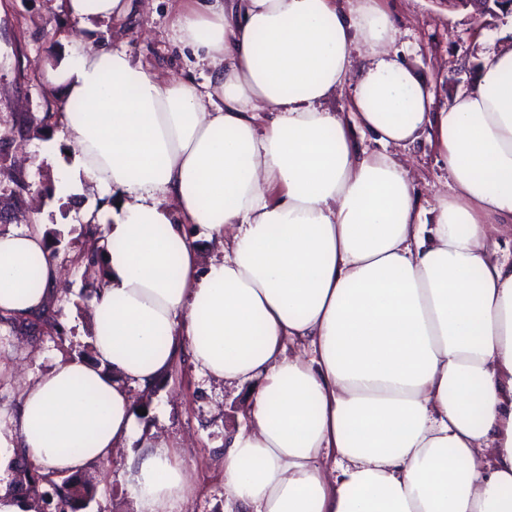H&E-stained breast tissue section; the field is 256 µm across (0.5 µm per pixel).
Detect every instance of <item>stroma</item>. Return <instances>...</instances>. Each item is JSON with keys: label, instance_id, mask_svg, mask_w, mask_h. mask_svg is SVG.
I'll return each instance as SVG.
<instances>
[{"label": "stroma", "instance_id": "1", "mask_svg": "<svg viewBox=\"0 0 512 512\" xmlns=\"http://www.w3.org/2000/svg\"><path fill=\"white\" fill-rule=\"evenodd\" d=\"M383 6L399 30L401 55L431 79L441 107L474 85L487 53L512 48L511 12L499 9L479 17L469 9L449 8L444 0H383ZM180 7V0H139L124 23H97L95 35L124 47L164 76L201 83L204 74L176 38ZM79 33L55 0H0V152L21 162L26 182L43 195L41 208L29 209L14 226L41 222L60 230L55 259L64 273L54 314L63 321V330L38 321L29 330L17 331L0 322V409L10 414L18 412L26 384L60 355L93 356L90 301L100 281L83 276L75 262L91 237L78 217L79 204L54 196L57 162L42 150L51 139L58 154L70 149L56 138L60 102L55 89L46 86L44 71L58 60L66 40ZM26 114L40 119V130L21 128ZM396 155L410 172L418 206L433 207L446 192L448 179L434 146L422 138L397 149ZM134 399L145 436L177 444L194 468L195 491L183 512H224V442L244 422L248 387L211 380L183 359L155 387L135 391ZM130 454V449H118L107 464L89 469L96 494L84 512H133L124 479Z\"/></svg>", "mask_w": 512, "mask_h": 512}]
</instances>
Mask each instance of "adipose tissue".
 Returning a JSON list of instances; mask_svg holds the SVG:
<instances>
[{
    "label": "adipose tissue",
    "instance_id": "obj_1",
    "mask_svg": "<svg viewBox=\"0 0 512 512\" xmlns=\"http://www.w3.org/2000/svg\"><path fill=\"white\" fill-rule=\"evenodd\" d=\"M57 3L85 33L45 72L73 147L56 188L99 189L79 216L105 277L93 360L58 358L0 412V472L79 475L136 441L135 512H181L192 467L144 437L131 389L186 356L250 390L224 512H512V261L490 247L512 232V50L440 108L380 0H196L177 33L198 85L91 35L133 0ZM423 136L451 181L429 211L392 154ZM61 278L43 224L0 226V315L30 321ZM13 487L23 489L39 479H47L51 474L42 473L39 468L28 464L22 456H17L12 463Z\"/></svg>",
    "mask_w": 512,
    "mask_h": 512
}]
</instances>
